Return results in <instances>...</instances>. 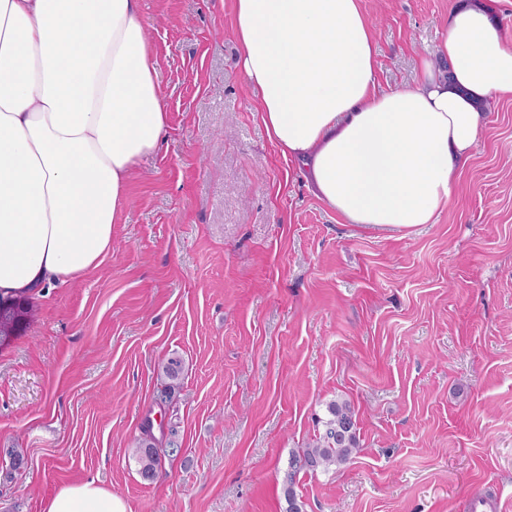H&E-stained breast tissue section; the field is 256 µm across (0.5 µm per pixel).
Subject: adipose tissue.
<instances>
[{
	"label": "adipose tissue",
	"instance_id": "ef3b65f1",
	"mask_svg": "<svg viewBox=\"0 0 512 512\" xmlns=\"http://www.w3.org/2000/svg\"><path fill=\"white\" fill-rule=\"evenodd\" d=\"M491 3L452 6L419 84L382 91L359 0H234L259 119L344 223L412 230L447 211L482 105L512 98V31ZM168 131L141 0H0V302L100 264L131 173ZM43 512L128 507L82 480Z\"/></svg>",
	"mask_w": 512,
	"mask_h": 512
}]
</instances>
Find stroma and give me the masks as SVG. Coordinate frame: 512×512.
<instances>
[{"instance_id": "35a3bbf8", "label": "stroma", "mask_w": 512, "mask_h": 512, "mask_svg": "<svg viewBox=\"0 0 512 512\" xmlns=\"http://www.w3.org/2000/svg\"><path fill=\"white\" fill-rule=\"evenodd\" d=\"M141 5L168 136L130 177L111 253L31 297L36 317L0 344V512H42L82 479L130 512H285L290 458L332 400L358 446L296 474L303 512H468L512 494V100L486 106L436 223L345 224L260 122L233 0ZM360 6L380 87L413 85L450 0ZM173 354L181 388L159 406ZM148 416L182 442L152 481L132 454Z\"/></svg>"}]
</instances>
